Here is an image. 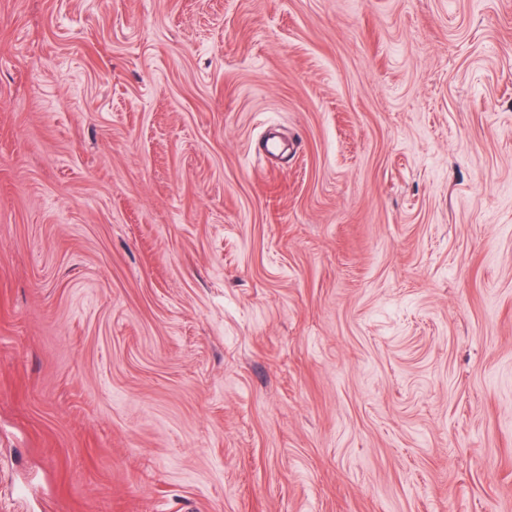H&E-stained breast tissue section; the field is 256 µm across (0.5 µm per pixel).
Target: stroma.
<instances>
[{
  "instance_id": "stroma-1",
  "label": "stroma",
  "mask_w": 512,
  "mask_h": 512,
  "mask_svg": "<svg viewBox=\"0 0 512 512\" xmlns=\"http://www.w3.org/2000/svg\"><path fill=\"white\" fill-rule=\"evenodd\" d=\"M512 512V0H0V512Z\"/></svg>"
}]
</instances>
